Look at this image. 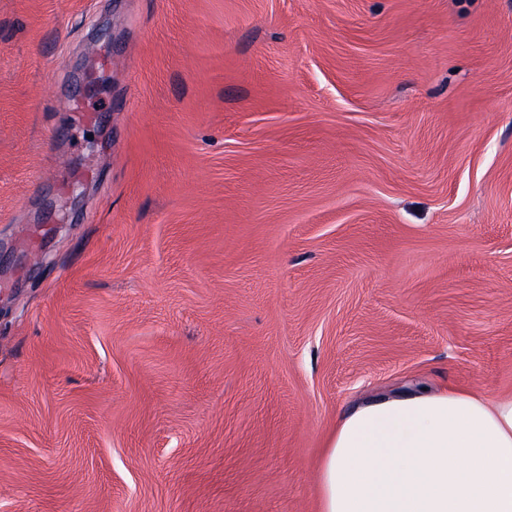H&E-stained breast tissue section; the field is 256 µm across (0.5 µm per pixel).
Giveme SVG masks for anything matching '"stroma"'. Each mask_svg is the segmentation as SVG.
Listing matches in <instances>:
<instances>
[{"mask_svg": "<svg viewBox=\"0 0 512 512\" xmlns=\"http://www.w3.org/2000/svg\"><path fill=\"white\" fill-rule=\"evenodd\" d=\"M445 387L512 395V0H0V512H318Z\"/></svg>", "mask_w": 512, "mask_h": 512, "instance_id": "35a3bbf8", "label": "stroma"}]
</instances>
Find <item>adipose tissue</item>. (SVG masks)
Returning <instances> with one entry per match:
<instances>
[{
	"label": "adipose tissue",
	"mask_w": 512,
	"mask_h": 512,
	"mask_svg": "<svg viewBox=\"0 0 512 512\" xmlns=\"http://www.w3.org/2000/svg\"><path fill=\"white\" fill-rule=\"evenodd\" d=\"M319 512H512V396L423 390L356 406L327 440Z\"/></svg>",
	"instance_id": "obj_1"
}]
</instances>
